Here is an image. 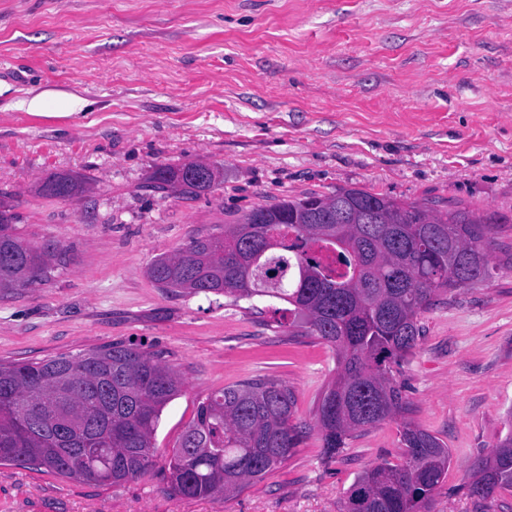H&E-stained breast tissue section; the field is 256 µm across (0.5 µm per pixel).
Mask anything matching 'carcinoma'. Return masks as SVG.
<instances>
[{
  "instance_id": "carcinoma-1",
  "label": "carcinoma",
  "mask_w": 512,
  "mask_h": 512,
  "mask_svg": "<svg viewBox=\"0 0 512 512\" xmlns=\"http://www.w3.org/2000/svg\"><path fill=\"white\" fill-rule=\"evenodd\" d=\"M188 161L158 167V190L211 192L216 178ZM86 181L45 179L42 194L66 199ZM214 234L197 235L156 257L149 279L169 292L272 299L290 306L291 328L336 350V376L318 406L324 453L403 407L393 369L416 346L420 318L440 297L489 276L486 249L500 220L460 205L440 210L359 188L333 195L283 196ZM66 251L53 240L21 239L0 212V287L42 285ZM180 374L153 352L109 344L78 354L0 364V465L44 468L90 483L119 485L155 466L153 445L164 407L181 392ZM295 394L258 378L208 395L164 470L187 498L240 494L285 462L299 442L290 424ZM403 461L375 464L346 492L342 512H422L441 486L450 453L436 436L407 423ZM471 497L512 490V432L469 470Z\"/></svg>"
}]
</instances>
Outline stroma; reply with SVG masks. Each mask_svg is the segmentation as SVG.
Here are the masks:
<instances>
[{"mask_svg":"<svg viewBox=\"0 0 512 512\" xmlns=\"http://www.w3.org/2000/svg\"><path fill=\"white\" fill-rule=\"evenodd\" d=\"M0 204L18 233L61 242L50 281L0 293V361L133 343L183 377L154 444L173 448L207 395L288 383L300 444L237 497L177 495L161 468L120 485L0 466V512H339L365 469L399 463L420 426L452 462L427 512L480 503L468 470L512 428V0H0ZM88 108L29 112L31 92ZM210 164L217 190L150 187L163 165ZM87 177L58 199L54 173ZM364 188L496 213L490 277L448 294L395 378L406 408L326 456L316 412L336 352L281 326L274 300L171 293L145 270L198 232L284 196Z\"/></svg>","mask_w":512,"mask_h":512,"instance_id":"1","label":"stroma"}]
</instances>
